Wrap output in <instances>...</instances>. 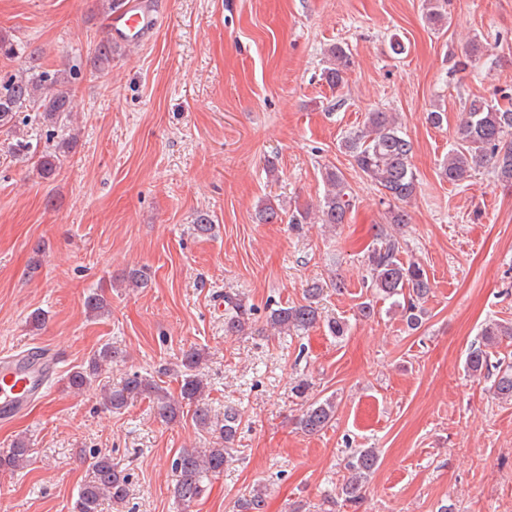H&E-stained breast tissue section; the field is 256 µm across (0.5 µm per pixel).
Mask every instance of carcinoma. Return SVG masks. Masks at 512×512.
<instances>
[{
  "mask_svg": "<svg viewBox=\"0 0 512 512\" xmlns=\"http://www.w3.org/2000/svg\"><path fill=\"white\" fill-rule=\"evenodd\" d=\"M489 47L472 42L466 60L458 66L469 64L488 55ZM91 63L94 70L103 74L112 65V45L102 41L94 49ZM352 64L350 53L340 44L332 45L326 52L323 78L336 88L344 84ZM30 107L37 112L40 123L55 128L68 129V134L54 149L40 152L31 150L22 139L13 145L21 157H37V171L41 178L49 179L57 171L58 152H69L77 142V134L70 127L71 81L65 72H34L25 67L7 78H0V126L12 125L16 114ZM460 142L448 150L442 166V175L451 183L472 177L480 169H489L501 182L512 183V108L501 107L482 97L469 102L464 109L459 127ZM341 148L354 165L387 201L385 220L388 224L409 223L405 204L418 190V179L412 164L413 144L400 130L394 113L375 109L367 113L364 126L349 134ZM327 190L318 210L319 223L336 226L345 223L355 206L354 196L343 175L337 168H327L323 174ZM260 224L283 221L279 206L269 202L260 205L256 212ZM403 246L400 239L378 229L371 248L365 257L368 270L366 287L371 295L393 300L406 326L411 330L421 327L425 318L423 303L432 287L427 271L417 260L401 258ZM120 282L127 288H146L149 276L141 268L122 274ZM323 285L315 282L305 290L304 302L272 308L267 322L286 336L308 330L320 321L319 298ZM224 331L228 335L242 332L250 320L253 308L244 304L237 294H224ZM85 308L92 316H104L110 303L101 294L91 295ZM512 338V324L492 320L480 331V340L472 343L466 356V369L474 376H484L491 381L493 393L500 399L512 402V365L497 357L492 347L499 338ZM124 360L121 350L110 344L94 354L86 365L70 372L68 388L74 392L98 391L104 409L118 412L138 399L152 404L156 417L163 423H172L184 414L185 406L194 407L192 419L198 428L216 436L206 448L186 450L172 462L175 479L173 497L182 505L193 504L205 491L206 482L224 471V464L232 457L237 439L240 411L233 405L224 406L223 415L212 409L207 399V385L203 380L202 354L197 349L181 353L180 358L168 367L176 376L179 393L173 395L155 380L137 372L128 373L114 386L99 385L104 367ZM334 398L309 403L298 419L300 430L306 434L322 431L334 419ZM91 478L81 487L72 505V512H100L105 501L119 503L129 491V477L112 465L109 455L93 452ZM29 446L26 438L17 437L10 448L0 452V472H15L27 466ZM379 454L375 448H363L354 453L345 465L346 474L336 486V497L344 504L359 502L363 482L376 469ZM267 490L263 486L252 488L237 503V512H265Z\"/></svg>",
  "mask_w": 512,
  "mask_h": 512,
  "instance_id": "carcinoma-1",
  "label": "carcinoma"
}]
</instances>
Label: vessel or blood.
<instances>
[{
	"instance_id": "obj_1",
	"label": "vessel or blood",
	"mask_w": 512,
	"mask_h": 512,
	"mask_svg": "<svg viewBox=\"0 0 512 512\" xmlns=\"http://www.w3.org/2000/svg\"><path fill=\"white\" fill-rule=\"evenodd\" d=\"M154 9L139 0H127L118 17L109 18L108 32L113 43L142 41L155 27ZM47 360L30 354L0 357V419H8L27 408L42 395L47 383Z\"/></svg>"
}]
</instances>
